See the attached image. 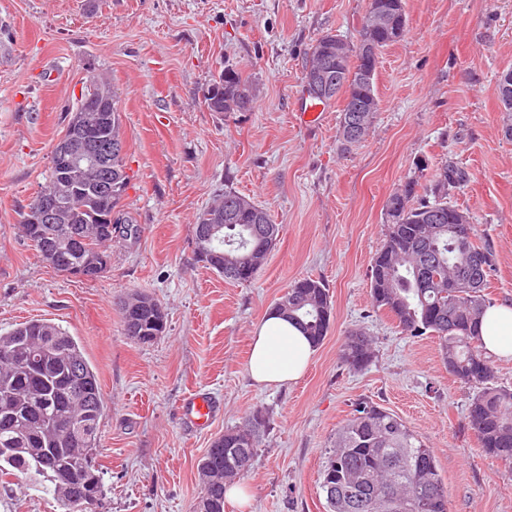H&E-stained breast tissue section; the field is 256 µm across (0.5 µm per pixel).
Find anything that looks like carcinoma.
Listing matches in <instances>:
<instances>
[{
	"label": "carcinoma",
	"instance_id": "obj_1",
	"mask_svg": "<svg viewBox=\"0 0 512 512\" xmlns=\"http://www.w3.org/2000/svg\"><path fill=\"white\" fill-rule=\"evenodd\" d=\"M363 17L357 43L349 44L326 33L307 53L302 74L307 97L328 103L342 97L338 142L345 150L368 135L378 100L374 78L380 57L362 52L360 42L380 48L399 41L406 29L372 30ZM346 54L336 64L334 53ZM90 110L106 136L122 137L120 114L111 85L92 83ZM204 98L212 112H246L252 108L249 81L236 70H226L209 86ZM116 176L112 195L104 198L91 188L94 174L80 171L50 155L49 179L40 194H54L65 204L57 224H20L23 235L39 257L43 249L69 248L70 229L86 228L89 246L108 251L112 241L137 233L119 209L130 182L125 155H112ZM467 181L464 171L444 162L421 186L409 178L385 202L386 224L382 248L372 259L370 294L374 306L391 315L402 334L435 336L448 373L472 389L467 424L485 454L512 464V389L497 385L496 366L479 343L478 327L489 304L486 288L495 267V255L481 242L471 223L455 224L457 208L448 198ZM268 212L252 199L226 191L204 207L194 227L218 224L209 251L198 254L207 268L224 279L252 281L267 261L277 238L253 233L257 224H270ZM139 302L136 311L121 315L124 335L145 344L166 330L162 305L143 295L121 302ZM278 303L288 307L313 346L327 336L332 321L328 290L312 278L294 282ZM46 352L47 372L30 368L23 346ZM341 360L353 370L371 361L372 342L362 332H351L340 349ZM14 410L0 411V476L21 473L52 496L64 512H90L102 499L104 486L98 455V435L105 402L97 373L78 341L49 320H29L0 332V395ZM62 405L69 427L53 422ZM269 418L261 410L248 423L224 431L199 461L203 491L198 512H224L227 486L249 472ZM320 488L328 512H448L436 454L417 431L399 416L368 400L355 404L336 430L320 473Z\"/></svg>",
	"mask_w": 512,
	"mask_h": 512
}]
</instances>
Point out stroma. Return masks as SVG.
<instances>
[{
  "mask_svg": "<svg viewBox=\"0 0 512 512\" xmlns=\"http://www.w3.org/2000/svg\"><path fill=\"white\" fill-rule=\"evenodd\" d=\"M407 31L374 78L378 112L352 150L337 141L340 102L301 122L306 53L325 32L356 42L369 0H0V332L48 319L81 344L106 410L96 512H196L198 463L255 410L270 426L243 480L249 500L224 512H327L319 472L361 398L421 433L436 453L449 512H512V464L481 452L470 393L443 365L437 338H411L376 310L370 270L389 194L443 162L468 180L467 212L496 265L488 298L512 302V136L493 93L512 70V0H404ZM232 68L254 95L247 112L209 111L212 79ZM107 77L120 113L138 228L113 241L110 268L88 282L56 272L22 237L46 185L50 153L89 81ZM264 207L282 230L258 276L225 281L197 257L196 214L226 191ZM327 288L333 321L302 379L252 384L250 336L297 280ZM142 293L167 314L163 335L124 336L120 299ZM360 329L362 370L339 349ZM195 389L222 408L210 429L180 406ZM0 512H62L23 475L0 479Z\"/></svg>",
  "mask_w": 512,
  "mask_h": 512,
  "instance_id": "stroma-1",
  "label": "stroma"
}]
</instances>
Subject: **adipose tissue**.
<instances>
[{
    "label": "adipose tissue",
    "mask_w": 512,
    "mask_h": 512,
    "mask_svg": "<svg viewBox=\"0 0 512 512\" xmlns=\"http://www.w3.org/2000/svg\"><path fill=\"white\" fill-rule=\"evenodd\" d=\"M480 342L488 356L512 359L511 303L487 307ZM313 354L310 341L294 322L270 313L253 332L247 370L256 384L280 387L300 380Z\"/></svg>",
    "instance_id": "ef3b65f1"
}]
</instances>
